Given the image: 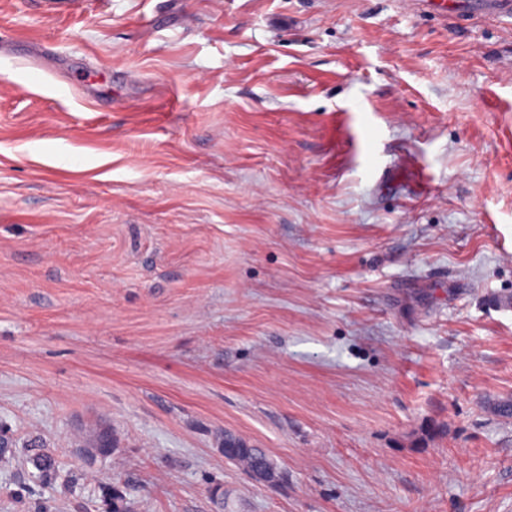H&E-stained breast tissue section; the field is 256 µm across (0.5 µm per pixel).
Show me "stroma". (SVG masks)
<instances>
[{"label":"stroma","instance_id":"1","mask_svg":"<svg viewBox=\"0 0 512 512\" xmlns=\"http://www.w3.org/2000/svg\"><path fill=\"white\" fill-rule=\"evenodd\" d=\"M2 82L0 512H512L511 23L0 0ZM224 457L238 468L251 474L267 467H274V461L262 449L230 431L224 433ZM35 449L28 450L27 461L36 470L34 477L41 483H47L51 480L56 470V462L50 457L39 452H33Z\"/></svg>","mask_w":512,"mask_h":512}]
</instances>
